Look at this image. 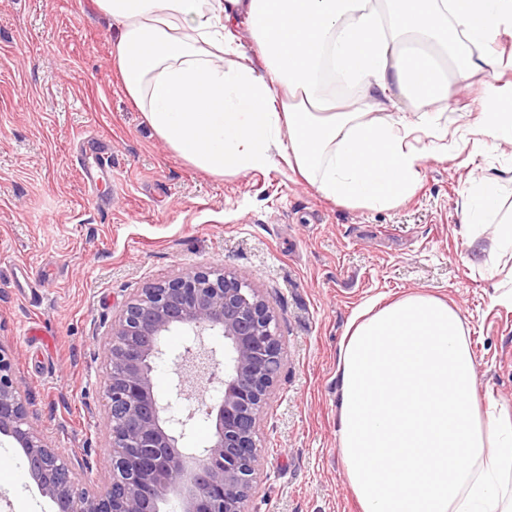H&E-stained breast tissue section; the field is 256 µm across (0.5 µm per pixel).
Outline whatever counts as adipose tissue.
<instances>
[{
    "label": "adipose tissue",
    "mask_w": 512,
    "mask_h": 512,
    "mask_svg": "<svg viewBox=\"0 0 512 512\" xmlns=\"http://www.w3.org/2000/svg\"><path fill=\"white\" fill-rule=\"evenodd\" d=\"M120 36L127 96L154 134L221 177L284 162L328 200L393 208L445 139L431 105L452 81L485 77L478 130L512 145V82L487 48L512 30V0H93ZM252 38L244 50L238 24ZM333 67L364 101L325 93ZM425 109L382 116L391 89ZM500 182L472 183L466 227L499 206ZM338 446L361 512H512V413L479 402L459 310L414 293L368 303L340 351Z\"/></svg>",
    "instance_id": "obj_1"
}]
</instances>
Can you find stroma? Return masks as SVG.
<instances>
[{"instance_id": "35a3bbf8", "label": "stroma", "mask_w": 512, "mask_h": 512, "mask_svg": "<svg viewBox=\"0 0 512 512\" xmlns=\"http://www.w3.org/2000/svg\"><path fill=\"white\" fill-rule=\"evenodd\" d=\"M119 33L92 0H0V344L29 395L32 427L102 484L103 338L146 285L188 268L245 277L278 322L283 365L256 434L245 512H360L336 436L338 357L374 300L427 292L469 330L479 399L512 411V262L490 273L461 203L473 178L512 168V146L475 135L479 86L436 103L448 154L426 148L416 194L395 208L330 202L286 166L216 177L172 152L126 95ZM112 148L95 188L82 153ZM0 476V512H55L22 449Z\"/></svg>"}]
</instances>
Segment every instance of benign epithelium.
Wrapping results in <instances>:
<instances>
[{"label":"benign epithelium","instance_id":"7a95c632","mask_svg":"<svg viewBox=\"0 0 512 512\" xmlns=\"http://www.w3.org/2000/svg\"><path fill=\"white\" fill-rule=\"evenodd\" d=\"M186 336L171 353L164 337ZM224 337V395L205 409L214 432L202 448H185L195 411L167 415L172 403L203 399L219 362L204 336ZM109 367L103 416L109 471L87 488L74 467L30 425V402L14 379L12 356L0 344V436L23 449L29 475L57 512H245L256 475V429L281 367L276 318L266 300L224 268L187 269L141 289L104 337ZM172 363L173 401L154 394L158 362Z\"/></svg>","mask_w":512,"mask_h":512}]
</instances>
